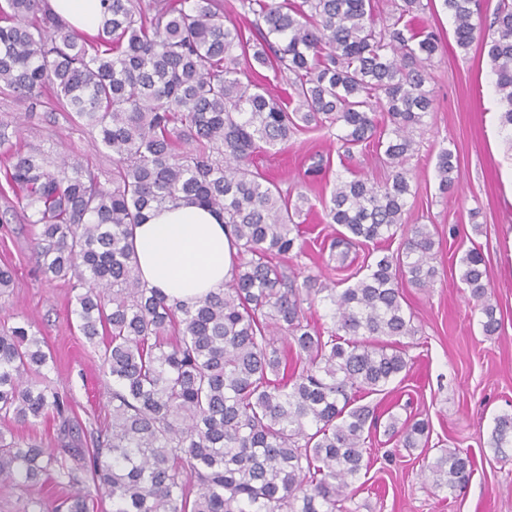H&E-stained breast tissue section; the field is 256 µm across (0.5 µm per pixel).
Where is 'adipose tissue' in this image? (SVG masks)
<instances>
[{
  "label": "adipose tissue",
  "instance_id": "1",
  "mask_svg": "<svg viewBox=\"0 0 512 512\" xmlns=\"http://www.w3.org/2000/svg\"><path fill=\"white\" fill-rule=\"evenodd\" d=\"M54 13L87 34L103 18L101 0H49ZM142 280L167 297L188 304L223 288L237 248L221 219L207 208L180 201L152 211L134 229Z\"/></svg>",
  "mask_w": 512,
  "mask_h": 512
}]
</instances>
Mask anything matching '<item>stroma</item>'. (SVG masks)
Returning <instances> with one entry per match:
<instances>
[{
	"mask_svg": "<svg viewBox=\"0 0 512 512\" xmlns=\"http://www.w3.org/2000/svg\"><path fill=\"white\" fill-rule=\"evenodd\" d=\"M424 17L440 31L442 48L425 84L434 110L416 131V150L405 163L411 193L404 219L436 227L438 276L433 287L404 288V307L417 328L404 341L410 369L387 394L368 396L366 402L381 412L428 420L430 437L427 450L408 451L377 435L352 507L354 512H512V448L497 454L487 445L495 416L512 413V147L501 128L487 57L478 46H456L453 21L442 7ZM0 124L12 130L11 141L22 150H40L52 159L76 157L102 178L112 175L111 153L98 152L94 133L72 125L65 113L51 114L41 106L27 113L25 105L0 91ZM444 147L458 159L456 184L447 193L438 189L435 168ZM317 155L330 162L318 184L305 175ZM254 168L282 190L308 199L301 219L313 225L318 241L304 254H289L285 266L302 276L338 279L320 246L338 230L326 218L325 201L337 177L384 181L387 171L375 152L341 158L335 133L310 127L295 132L279 153L257 157ZM33 238L14 197L0 196V267L10 268L15 279L0 296V324L26 320L41 332L54 360L48 378L71 398L89 448L110 419L111 384L97 348L76 326L67 282L42 274ZM472 247L484 256L502 320L490 338L483 336L474 302L459 280L458 259ZM454 446L470 450L475 467L464 492L447 498L425 484L422 471L435 449Z\"/></svg>",
	"mask_w": 512,
	"mask_h": 512,
	"instance_id": "35a3bbf8",
	"label": "stroma"
}]
</instances>
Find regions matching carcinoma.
Wrapping results in <instances>:
<instances>
[{
    "mask_svg": "<svg viewBox=\"0 0 512 512\" xmlns=\"http://www.w3.org/2000/svg\"><path fill=\"white\" fill-rule=\"evenodd\" d=\"M102 2L94 36L48 0L0 3V87L30 113L47 98L50 111L96 130L113 160L103 181L79 159L14 149L0 126L6 184L35 229L43 271L68 281L71 313L102 344L112 379V422L85 448L71 400L47 384L44 339L27 322L1 328L0 482L52 479L69 489L53 512H92L90 483L112 512H351L370 464L365 433L382 418L361 398L407 371L401 339L417 329L401 288L433 284L435 234L413 225L401 252L345 288L312 274L300 281L279 258L302 249L304 198L291 201L250 166L303 127H340L345 152L381 150L390 175L337 179L326 211L344 231L329 260L343 268L355 245L391 240L404 228L413 132L433 111L424 85L440 37L415 24L429 4L403 0L380 26L376 0H238L244 30L224 22L217 0ZM475 2L443 6L459 48L482 37L512 127V0H499L486 29L473 22ZM259 67L286 82V100L267 93ZM379 108L390 118L381 131ZM454 170L453 152L440 149L439 190L454 188ZM180 200L222 217L237 245L232 279L192 305L146 286L133 243L151 209ZM459 264L483 334L496 335L481 253L468 249ZM305 300L328 310L330 334L304 316ZM50 413L57 447L15 435L12 424ZM385 433L424 448L429 421L390 414ZM509 446L505 412L488 447ZM473 471L469 452L439 448L424 480L453 496Z\"/></svg>",
    "mask_w": 512,
    "mask_h": 512,
    "instance_id": "carcinoma-1",
    "label": "carcinoma"
}]
</instances>
